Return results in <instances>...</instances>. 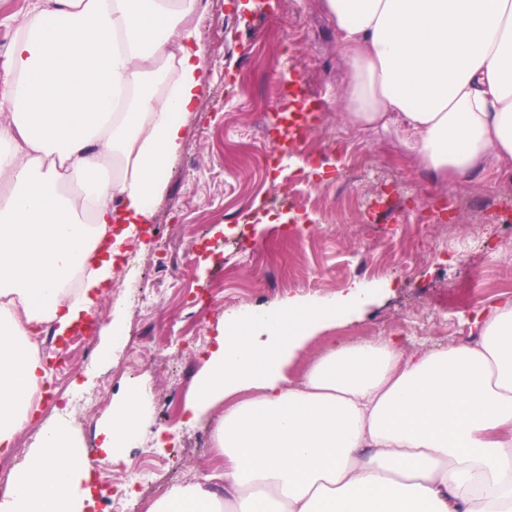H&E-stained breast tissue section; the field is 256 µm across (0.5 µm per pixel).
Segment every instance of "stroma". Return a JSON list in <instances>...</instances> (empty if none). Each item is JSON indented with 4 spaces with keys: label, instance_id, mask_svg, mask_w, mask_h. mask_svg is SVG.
I'll return each instance as SVG.
<instances>
[{
    "label": "stroma",
    "instance_id": "1",
    "mask_svg": "<svg viewBox=\"0 0 512 512\" xmlns=\"http://www.w3.org/2000/svg\"><path fill=\"white\" fill-rule=\"evenodd\" d=\"M198 39L208 91L185 121L184 144L155 202L150 246L132 252L115 288L125 303L119 350L101 360L113 299L102 300L86 351L51 368L50 399L38 421L69 417L99 487L94 512L152 504L172 485L208 472L216 454L210 428L187 424L184 404L220 320L262 312L285 297L328 303L349 286L369 288L362 309L337 314L288 367L300 377L331 342L401 337L408 351L475 340L479 305L512 298V178L492 163L448 192L416 169L394 133L352 126L344 112L347 66L336 26L321 0H203ZM298 83L282 101L272 87ZM310 110L315 121L297 147L269 167L281 109ZM354 138L358 171L339 137ZM483 236L458 257L433 254L419 225L444 238L458 213ZM168 271L159 274L157 266ZM152 392L144 436L119 458L99 449V427L131 384ZM83 396V408L71 398ZM164 454L140 487L126 465Z\"/></svg>",
    "mask_w": 512,
    "mask_h": 512
}]
</instances>
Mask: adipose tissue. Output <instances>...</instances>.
Here are the masks:
<instances>
[{
    "instance_id": "ef3b65f1",
    "label": "adipose tissue",
    "mask_w": 512,
    "mask_h": 512,
    "mask_svg": "<svg viewBox=\"0 0 512 512\" xmlns=\"http://www.w3.org/2000/svg\"><path fill=\"white\" fill-rule=\"evenodd\" d=\"M199 0H34L0 78V451L47 371L37 334L70 333L141 245L186 117L205 93ZM348 66L345 115L394 131L456 187L512 161V0H322ZM336 317L293 299L228 319L185 403L216 415L217 463L150 512H512V302L476 309L475 344L406 355L394 340L288 367ZM131 385L101 447L138 442ZM71 422L44 423L0 512H91Z\"/></svg>"
}]
</instances>
